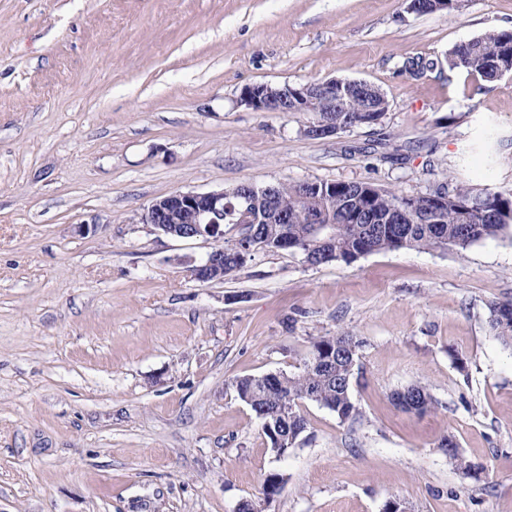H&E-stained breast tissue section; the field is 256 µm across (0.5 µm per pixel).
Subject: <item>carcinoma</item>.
Segmentation results:
<instances>
[{
	"label": "carcinoma",
	"instance_id": "carcinoma-1",
	"mask_svg": "<svg viewBox=\"0 0 512 512\" xmlns=\"http://www.w3.org/2000/svg\"><path fill=\"white\" fill-rule=\"evenodd\" d=\"M446 63L450 70L460 69L489 82L510 74L512 30L491 29L459 42L448 52ZM363 116V104L354 93L348 108H336V126L350 127ZM319 186L320 191L305 202L299 198L298 184L278 186V206L288 212L290 223L264 225V234L257 239L259 248L279 249V238L286 229L290 251L302 254L309 264L335 260L350 263L366 254L399 248L450 247L462 252L481 239L512 230L511 189H478L458 184L448 195V204L420 212L410 224H393L390 217L407 198L362 182H321ZM477 199L486 200V212L465 215V205ZM358 202L369 207L379 223L370 226L352 223ZM315 218L322 224L336 225L335 234L328 238L316 236ZM490 326L504 344L512 346V300L491 305ZM360 346L361 342L348 333L324 337L313 345L299 371L246 376L236 381L238 397L262 421L264 434L276 455L286 454L306 429L305 420L298 412L299 402H316L342 419L358 413L351 398L350 378ZM393 401L401 410L415 414H424L435 405L434 398L422 385L394 394ZM445 446L448 457L460 468L477 471L462 456L453 439H446ZM282 484L281 474H268L262 484L263 496L279 494Z\"/></svg>",
	"mask_w": 512,
	"mask_h": 512
}]
</instances>
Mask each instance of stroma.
Instances as JSON below:
<instances>
[{"label": "stroma", "mask_w": 512, "mask_h": 512, "mask_svg": "<svg viewBox=\"0 0 512 512\" xmlns=\"http://www.w3.org/2000/svg\"><path fill=\"white\" fill-rule=\"evenodd\" d=\"M490 28L512 0H0V512H512V347L489 325L512 233L321 265L259 250L202 283L214 240L137 221L244 182L512 189V74L445 61ZM334 78L381 89V124L315 139L306 113L239 102ZM341 332L362 342L356 418L302 402L276 455L236 379ZM413 385L432 411L392 405Z\"/></svg>", "instance_id": "35a3bbf8"}]
</instances>
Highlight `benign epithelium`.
I'll list each match as a JSON object with an SVG mask.
<instances>
[{
  "mask_svg": "<svg viewBox=\"0 0 512 512\" xmlns=\"http://www.w3.org/2000/svg\"><path fill=\"white\" fill-rule=\"evenodd\" d=\"M366 91L369 83L361 80L330 79L300 85L292 90L268 84H255L242 89L239 102L257 112H307L310 101L318 97L330 107L344 98L347 88ZM305 133L312 138H323L336 134V128L324 121L308 122ZM257 188L242 183L234 193L222 189L205 193L176 190L167 196L152 201L143 208L138 223L148 224L161 234L177 238L224 239V200L234 195L246 207L255 205L253 193ZM265 208L271 214V223H288V214L282 212L277 203V187L264 188ZM445 200L443 194H425L412 198V208L399 210L407 218L411 209L425 204L435 206ZM191 273L202 283L224 279V249H213L199 264L192 266Z\"/></svg>",
  "mask_w": 512,
  "mask_h": 512,
  "instance_id": "1",
  "label": "benign epithelium"
}]
</instances>
